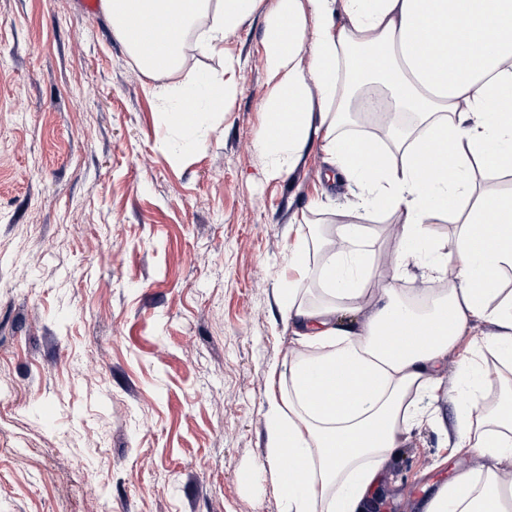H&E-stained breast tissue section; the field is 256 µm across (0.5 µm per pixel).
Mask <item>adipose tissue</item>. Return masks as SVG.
I'll use <instances>...</instances> for the list:
<instances>
[{
	"label": "adipose tissue",
	"instance_id": "ef3b65f1",
	"mask_svg": "<svg viewBox=\"0 0 512 512\" xmlns=\"http://www.w3.org/2000/svg\"><path fill=\"white\" fill-rule=\"evenodd\" d=\"M280 0L266 33L272 82L264 103L272 120L260 141L268 172L279 177L301 160L312 137L322 140L342 175L363 188L364 212H395L398 228L393 271L419 270L427 288L411 295L385 281L373 297L363 283L371 256L367 229L336 224L318 246L312 267L306 240L292 250L300 274L317 272L318 300L291 288L280 305L306 340L287 369L271 364L279 392L268 400L266 462L285 512H364L381 466L402 436L422 418L436 421L431 399L441 383L449 348L472 323L493 332L470 345L460 360L457 447L484 458L479 470L457 474L426 503L424 512H512V295L501 294L512 270V192L484 187L474 173L512 174V0ZM260 0H101L113 32L149 71L183 67L181 42L207 10L214 23L201 35L204 49L223 46ZM151 24L140 36L136 19ZM310 46L315 65L297 56ZM207 106L222 108L232 81L198 75L169 112L187 121L200 91ZM329 111L312 115L311 91ZM384 96L389 112H409L410 130L393 153L342 131V108ZM457 226L446 243L431 237L433 219ZM445 285L432 287L436 273ZM372 311L359 329L337 326L336 315ZM491 352L506 373L497 402L472 423Z\"/></svg>",
	"mask_w": 512,
	"mask_h": 512
}]
</instances>
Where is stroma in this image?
I'll return each mask as SVG.
<instances>
[{"label": "stroma", "mask_w": 512, "mask_h": 512, "mask_svg": "<svg viewBox=\"0 0 512 512\" xmlns=\"http://www.w3.org/2000/svg\"><path fill=\"white\" fill-rule=\"evenodd\" d=\"M258 10L187 67L144 70L81 0H0V512H284L265 454L271 363L301 349L280 305L297 238L370 228L377 289L399 219L366 217L351 182L312 144L270 177L258 148L269 115ZM231 72L223 111L169 124L157 86L180 97L196 73ZM443 425L407 434L370 498L421 512L480 460Z\"/></svg>", "instance_id": "obj_1"}]
</instances>
